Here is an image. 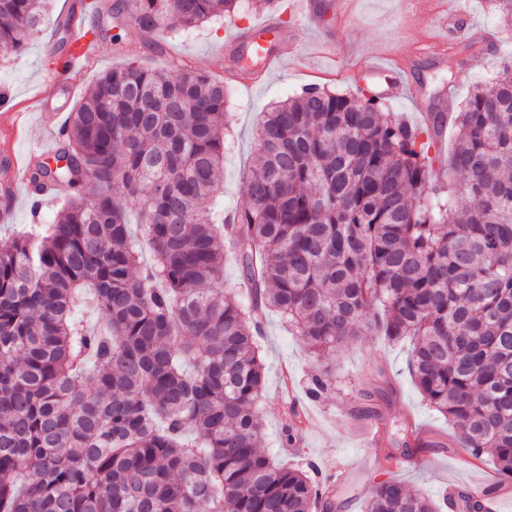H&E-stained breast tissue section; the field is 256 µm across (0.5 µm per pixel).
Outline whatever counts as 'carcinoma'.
Returning <instances> with one entry per match:
<instances>
[{"label": "carcinoma", "instance_id": "cac0c4a2", "mask_svg": "<svg viewBox=\"0 0 512 512\" xmlns=\"http://www.w3.org/2000/svg\"><path fill=\"white\" fill-rule=\"evenodd\" d=\"M240 0H117L149 36ZM50 0H0V52ZM224 81L128 66L89 85L51 161L59 213L0 247V512H334L327 480L259 449L263 319L315 359L411 340L419 391L472 457L512 479V57L470 91L449 155L377 99L308 86L265 113L242 205L218 200ZM232 260L243 288L224 286ZM332 386L324 368L307 394ZM304 423L289 403L284 447ZM484 512L397 478L366 512Z\"/></svg>", "mask_w": 512, "mask_h": 512}]
</instances>
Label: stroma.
Listing matches in <instances>:
<instances>
[{
	"mask_svg": "<svg viewBox=\"0 0 512 512\" xmlns=\"http://www.w3.org/2000/svg\"><path fill=\"white\" fill-rule=\"evenodd\" d=\"M83 0H53L49 19L41 32L19 53L0 55V90H5L15 111L22 115L17 128L0 127V153L13 150L22 160L50 144L54 125L68 116L84 90L103 72L126 66L162 67L175 70L187 63L207 64L227 89L226 109L233 118V138L224 150L225 212L237 210L245 197L246 176L254 157V130L264 112L302 88L316 85L336 92L365 89L379 94L386 84L382 75L363 72L361 55L382 45L397 46L409 73L420 90L385 103L386 111L413 125H422L429 113L440 111L444 101L460 110L473 84L492 78L502 60L512 57V34L503 31L489 0H352L345 22L332 14L330 0H319L317 24L301 21V0H289L290 13L283 16V36L277 48L283 65L264 81L245 86L230 79L236 71V32L263 21L252 0H240L236 24L213 20L196 28L147 38L135 29H117L101 16L107 38L100 53L80 70L62 69L66 52L60 43L57 22L67 21ZM451 19L453 26H471L496 33L498 44L471 54L456 51L458 66L448 72L438 56L417 52V41L430 38L447 47L444 28L427 26L429 17ZM120 42H112V35ZM265 367V393L258 405L263 423L261 448L286 467H315L332 476L336 512H365L374 483L397 477L407 488L437 496L447 487L483 489L493 512H512V482L503 481L491 455L470 458L457 442L446 417L422 397L409 372V343L363 337L347 351L328 358L335 386L320 399L305 395L316 361L291 336L280 315L267 311L260 340ZM383 390L380 418L360 412L361 394ZM301 401L310 423L291 448L280 445L287 396ZM377 435L378 446L367 445V431ZM424 434L423 445L402 447L405 434Z\"/></svg>",
	"mask_w": 512,
	"mask_h": 512,
	"instance_id": "stroma-1",
	"label": "stroma"
}]
</instances>
